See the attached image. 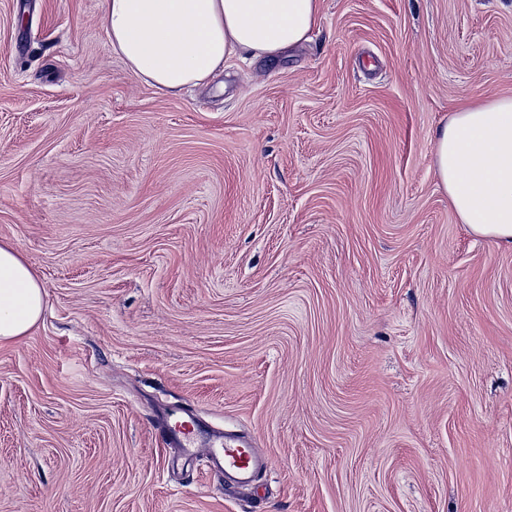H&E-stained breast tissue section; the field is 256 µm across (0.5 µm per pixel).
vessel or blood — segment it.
<instances>
[{
    "label": "vessel or blood",
    "mask_w": 512,
    "mask_h": 512,
    "mask_svg": "<svg viewBox=\"0 0 512 512\" xmlns=\"http://www.w3.org/2000/svg\"><path fill=\"white\" fill-rule=\"evenodd\" d=\"M166 444L193 456H204L210 471L221 474L225 483L249 484L268 467L266 455L248 441L203 429L198 418L160 427Z\"/></svg>",
    "instance_id": "1"
}]
</instances>
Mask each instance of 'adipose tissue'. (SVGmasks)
Instances as JSON below:
<instances>
[{
	"instance_id": "obj_1",
	"label": "adipose tissue",
	"mask_w": 512,
	"mask_h": 512,
	"mask_svg": "<svg viewBox=\"0 0 512 512\" xmlns=\"http://www.w3.org/2000/svg\"><path fill=\"white\" fill-rule=\"evenodd\" d=\"M108 43L135 78L169 95L206 83L226 60H276L306 41L320 0H101ZM438 183L461 223L512 245V97L463 103L435 135ZM44 290L0 244V343L39 321Z\"/></svg>"
}]
</instances>
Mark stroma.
<instances>
[{"label":"stroma","instance_id":"1","mask_svg":"<svg viewBox=\"0 0 512 512\" xmlns=\"http://www.w3.org/2000/svg\"><path fill=\"white\" fill-rule=\"evenodd\" d=\"M512 96V0H321L309 42L179 96L100 0H0V512H512V246L434 137ZM269 459L224 493L158 421ZM43 306L44 290L35 270L12 245L0 244V343L26 336Z\"/></svg>","mask_w":512,"mask_h":512}]
</instances>
